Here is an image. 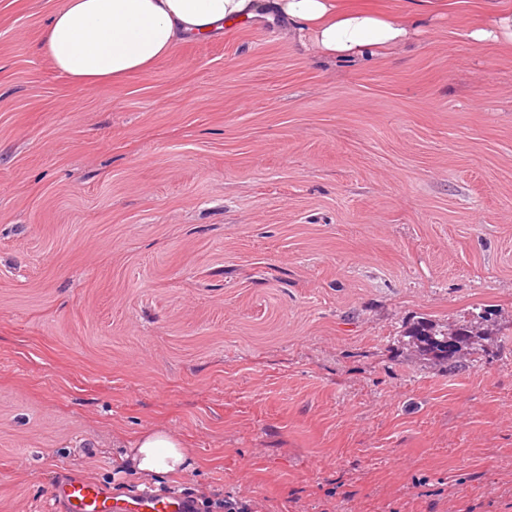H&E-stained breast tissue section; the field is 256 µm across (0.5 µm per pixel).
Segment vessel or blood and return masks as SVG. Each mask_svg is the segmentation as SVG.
Returning <instances> with one entry per match:
<instances>
[{
	"label": "vessel or blood",
	"instance_id": "1",
	"mask_svg": "<svg viewBox=\"0 0 512 512\" xmlns=\"http://www.w3.org/2000/svg\"><path fill=\"white\" fill-rule=\"evenodd\" d=\"M52 497L63 512H190L187 499L180 495L141 492L117 495L78 476L57 482Z\"/></svg>",
	"mask_w": 512,
	"mask_h": 512
}]
</instances>
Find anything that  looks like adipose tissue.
<instances>
[{"label":"adipose tissue","mask_w":512,"mask_h":512,"mask_svg":"<svg viewBox=\"0 0 512 512\" xmlns=\"http://www.w3.org/2000/svg\"><path fill=\"white\" fill-rule=\"evenodd\" d=\"M273 16L285 18L289 36L316 57L371 58L419 33L416 21L347 8L341 0H63L39 49L74 86L91 90L149 71L181 43ZM119 462L143 481L192 465L182 436L164 426L136 435Z\"/></svg>","instance_id":"obj_1"}]
</instances>
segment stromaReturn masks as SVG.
Segmentation results:
<instances>
[{
    "label": "stroma",
    "mask_w": 512,
    "mask_h": 512,
    "mask_svg": "<svg viewBox=\"0 0 512 512\" xmlns=\"http://www.w3.org/2000/svg\"><path fill=\"white\" fill-rule=\"evenodd\" d=\"M0 0V512H56L164 425L165 485L251 512H512V47L431 0L412 48L251 20L91 91ZM483 320L458 369L407 337Z\"/></svg>",
    "instance_id": "35a3bbf8"
}]
</instances>
